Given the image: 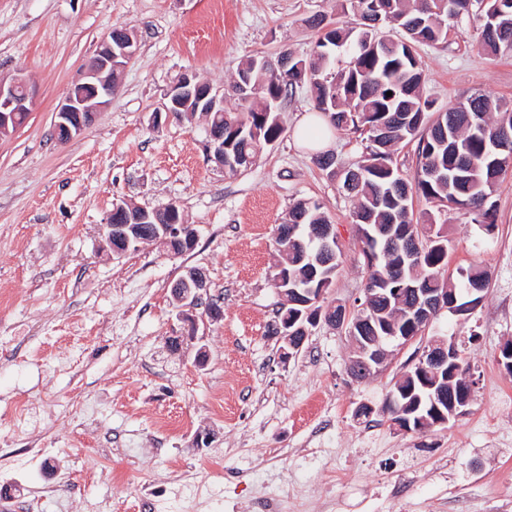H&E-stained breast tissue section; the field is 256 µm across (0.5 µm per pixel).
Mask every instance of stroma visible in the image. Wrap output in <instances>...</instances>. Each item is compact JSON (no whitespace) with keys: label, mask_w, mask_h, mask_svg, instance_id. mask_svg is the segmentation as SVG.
I'll return each instance as SVG.
<instances>
[{"label":"stroma","mask_w":512,"mask_h":512,"mask_svg":"<svg viewBox=\"0 0 512 512\" xmlns=\"http://www.w3.org/2000/svg\"><path fill=\"white\" fill-rule=\"evenodd\" d=\"M316 14L358 23L336 0H0V77L35 88L25 125L0 136V457L51 451L0 470L11 489L0 512L28 495L41 512H137L143 495L158 512H257L283 482L288 512H512V376L499 362L512 342V174L491 194L492 234L466 211L436 215L449 273L490 275L472 313H442L427 330L462 344L474 398L448 428L405 433L379 410L421 342L359 383L344 331L319 324L288 361L267 334L280 301L277 228L297 201L323 203L342 248L328 303L353 304L367 277L354 200L294 135L314 109L308 87L288 92L281 136L237 173L208 160L204 119L153 120L182 74L221 89L247 58L309 55ZM116 26L137 39L118 92L82 135L56 143L57 106ZM418 54L439 107L475 92L512 99V58L479 50L475 20ZM118 200L175 203L198 231L194 249L177 257L144 242L112 255L101 230ZM187 266L205 271L221 321L194 330L174 308ZM19 397L38 419L24 430L3 417ZM363 405L369 418L356 414ZM163 415L189 426L165 434ZM62 472L77 487L55 490Z\"/></svg>","instance_id":"obj_1"}]
</instances>
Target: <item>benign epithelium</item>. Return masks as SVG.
I'll return each mask as SVG.
<instances>
[{
  "label": "benign epithelium",
  "mask_w": 512,
  "mask_h": 512,
  "mask_svg": "<svg viewBox=\"0 0 512 512\" xmlns=\"http://www.w3.org/2000/svg\"><path fill=\"white\" fill-rule=\"evenodd\" d=\"M134 40L129 32L122 35L107 34L101 41L92 61L85 68L83 77L76 83L77 92H70L56 111L54 136L58 143L66 144L79 136L95 120L98 112L105 108L118 89L119 84L112 82V75L121 71L134 55ZM34 98V88L25 78H14L5 81L0 78V135H6L19 127L20 116L30 111ZM194 103L196 112H220L224 108V93L212 85L199 80L195 75L185 73L179 77L166 93L165 111L169 116H181L184 104ZM207 151L209 160L224 168L231 164L230 158L224 155V136L208 134ZM130 204L125 201L113 203L111 212L103 226L106 244L116 255L136 249L142 242L140 238L131 237L127 231L126 218ZM155 239L163 243L171 254L180 256L194 248L198 232L193 226L175 217L168 224L159 225ZM207 293V280L203 272L197 268H186L184 274L174 285L172 298L176 307L183 311H193ZM282 297V308L297 305L310 312L323 299L320 293L314 299L307 297L299 300L288 298V292L279 291ZM450 307L448 294L426 298L416 302L411 309L413 318L430 320L435 313H442ZM301 317H283L275 321L273 327L276 338L283 343L281 348L283 359H289L302 348L306 337L293 335L290 327ZM423 339V336H365L363 340L351 337L356 345V355L348 364V374L356 381H364L380 372V368L388 357L386 347L402 350L407 345ZM450 345H456L454 339L434 336L426 340V345L417 361L412 364L414 371L406 372L404 377L419 379L424 388L435 390L440 376H448V351ZM474 387H469L465 395L454 399L450 407L440 404L444 399L443 391L436 390L437 401L427 417H418L415 421L402 417L403 411L395 408L393 397H388L382 408V414L388 417L390 425L401 431L426 432L435 428H447L450 420H456L467 413L471 403Z\"/></svg>",
  "instance_id": "7a95c632"
}]
</instances>
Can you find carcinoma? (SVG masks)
Instances as JSON below:
<instances>
[{"label": "carcinoma", "mask_w": 512, "mask_h": 512, "mask_svg": "<svg viewBox=\"0 0 512 512\" xmlns=\"http://www.w3.org/2000/svg\"><path fill=\"white\" fill-rule=\"evenodd\" d=\"M341 10H357L359 29L335 25L323 30L304 67L284 83L264 68V57L245 60L232 84L248 78L250 98L236 94L238 109L211 112L208 124L224 133L225 153L236 166H251L267 143L283 132L270 112L273 101L300 84L310 88L315 109L335 129L353 127L367 134L368 156L344 171L343 187L355 200L353 223L363 243L365 287L374 288L373 325L357 335L413 336L423 325L410 319L407 296L393 289L416 285L429 292H448L463 308L482 298L489 283L480 266L448 275V238L431 240L425 230L436 225L431 213L414 212V199L450 209H465L472 223L486 232L495 227L489 191L512 171V103H491L475 93L445 111L423 96L424 81L417 48L446 40L448 29L474 18L480 23L478 45L492 57L512 56V0H339ZM389 22L403 38L378 34ZM392 96H387V92ZM418 141L419 172L409 182L394 163V147ZM330 223L316 200L298 201L288 223L278 227L276 243L286 274L278 289L329 288L336 277L341 250L322 251L320 230ZM461 373L448 395L471 375L470 363L457 350ZM414 389L421 398L418 413L428 414L430 391L399 379L392 392Z\"/></svg>", "instance_id": "carcinoma-1"}]
</instances>
